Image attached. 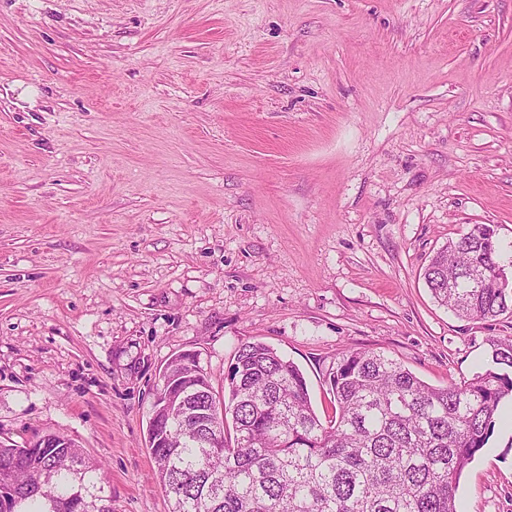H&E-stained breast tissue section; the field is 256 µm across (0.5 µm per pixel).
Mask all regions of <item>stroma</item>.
<instances>
[{
  "mask_svg": "<svg viewBox=\"0 0 512 512\" xmlns=\"http://www.w3.org/2000/svg\"><path fill=\"white\" fill-rule=\"evenodd\" d=\"M498 227L512 278V0H0V442L57 432L112 512H168L158 374L245 342L304 374L384 352L471 379L512 316L423 272ZM457 512H512V401Z\"/></svg>",
  "mask_w": 512,
  "mask_h": 512,
  "instance_id": "1",
  "label": "stroma"
}]
</instances>
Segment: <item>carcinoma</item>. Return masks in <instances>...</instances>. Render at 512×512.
<instances>
[{
    "instance_id": "cac0c4a2",
    "label": "carcinoma",
    "mask_w": 512,
    "mask_h": 512,
    "mask_svg": "<svg viewBox=\"0 0 512 512\" xmlns=\"http://www.w3.org/2000/svg\"><path fill=\"white\" fill-rule=\"evenodd\" d=\"M497 225L474 224L437 253L424 279L462 317L512 315ZM485 372L431 386L374 351L344 355L327 373L338 412L322 421L300 368L263 342L243 344L213 388L173 358L156 385L146 447L168 512H457L460 477L512 398V343ZM231 422L215 433L219 410ZM100 465L46 433L36 446L0 442V512H112Z\"/></svg>"
}]
</instances>
